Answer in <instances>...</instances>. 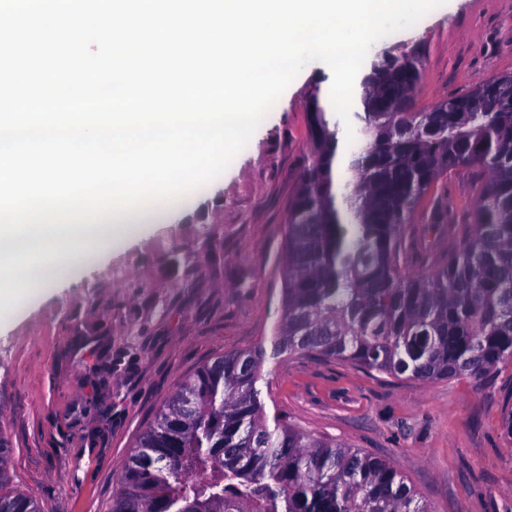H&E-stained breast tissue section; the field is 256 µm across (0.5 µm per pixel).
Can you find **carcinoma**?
I'll return each mask as SVG.
<instances>
[{
	"label": "carcinoma",
	"mask_w": 512,
	"mask_h": 512,
	"mask_svg": "<svg viewBox=\"0 0 512 512\" xmlns=\"http://www.w3.org/2000/svg\"><path fill=\"white\" fill-rule=\"evenodd\" d=\"M423 67L416 51L371 64L350 112L364 143L340 162V122L310 96L271 350L217 357L168 396L110 512H431L385 460L268 419L259 387L269 352L422 383L512 362V76L419 108ZM457 168L487 174L472 223L433 270L412 274L407 221ZM9 453L0 440V512H40L7 488Z\"/></svg>",
	"instance_id": "cac0c4a2"
}]
</instances>
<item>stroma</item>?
Wrapping results in <instances>:
<instances>
[{"instance_id": "1", "label": "stroma", "mask_w": 512, "mask_h": 512, "mask_svg": "<svg viewBox=\"0 0 512 512\" xmlns=\"http://www.w3.org/2000/svg\"><path fill=\"white\" fill-rule=\"evenodd\" d=\"M414 49L422 106L512 74V0H446L367 58ZM327 73L320 61L303 68L218 178L167 209L136 212L126 238L77 281L0 313V438L14 489L41 512H109L130 449L177 385L272 334L288 201L309 158L306 102L328 99ZM481 179L457 169L430 190L407 230L412 272L458 242ZM190 271L197 287L184 285ZM264 372L267 411L387 460L432 512H512L501 430L511 363L431 383L296 354Z\"/></svg>"}]
</instances>
